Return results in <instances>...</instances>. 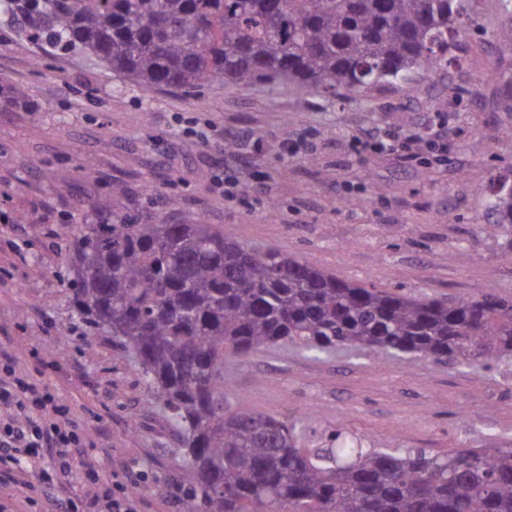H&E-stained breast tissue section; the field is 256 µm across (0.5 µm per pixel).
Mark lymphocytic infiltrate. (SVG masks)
Wrapping results in <instances>:
<instances>
[{
  "label": "lymphocytic infiltrate",
  "mask_w": 512,
  "mask_h": 512,
  "mask_svg": "<svg viewBox=\"0 0 512 512\" xmlns=\"http://www.w3.org/2000/svg\"><path fill=\"white\" fill-rule=\"evenodd\" d=\"M12 354L0 349V480L15 486V502L27 499L34 484L52 491L54 512H76L65 472L48 470L12 472L18 455L65 456L76 440L67 407L40 380L17 373Z\"/></svg>",
  "instance_id": "1"
}]
</instances>
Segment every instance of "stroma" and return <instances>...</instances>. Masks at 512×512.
<instances>
[{
  "label": "stroma",
  "mask_w": 512,
  "mask_h": 512,
  "mask_svg": "<svg viewBox=\"0 0 512 512\" xmlns=\"http://www.w3.org/2000/svg\"><path fill=\"white\" fill-rule=\"evenodd\" d=\"M510 23L501 0H473L455 49L463 67L337 101L264 84L145 92L94 58L40 52L0 12V81L27 88L32 106L0 111V339L17 371L47 383L78 424L68 469L78 506L130 479L136 512H181L173 496L192 482L128 352L76 320L63 278L71 232L92 221L89 202L108 194L120 210L216 224L245 246L417 298L481 290L512 300V224L489 222L475 190L512 173V42L498 37ZM413 130L423 140L410 162L352 145L365 132L386 142ZM228 137L236 150H225ZM286 140L296 157L281 154ZM245 156L257 163L225 199L224 170ZM224 367L234 408L296 425L305 441L340 429L434 455L512 447L507 356L478 371L281 344Z\"/></svg>",
  "instance_id": "obj_1"
}]
</instances>
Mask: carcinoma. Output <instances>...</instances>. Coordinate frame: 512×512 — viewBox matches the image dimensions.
I'll return each mask as SVG.
<instances>
[{
    "label": "carcinoma",
    "mask_w": 512,
    "mask_h": 512,
    "mask_svg": "<svg viewBox=\"0 0 512 512\" xmlns=\"http://www.w3.org/2000/svg\"><path fill=\"white\" fill-rule=\"evenodd\" d=\"M30 42L92 55L141 90L263 83L341 99L410 83L457 60L468 0H0ZM24 88L0 84V104ZM487 211L512 224V191ZM67 285L91 330L134 354L177 428L193 485L182 512H512V448H374L336 430L308 448L296 426L232 408L224 357L281 342L358 346L477 367L512 355V301L422 299L344 281L215 224L91 205Z\"/></svg>",
    "instance_id": "cac0c4a2"
}]
</instances>
